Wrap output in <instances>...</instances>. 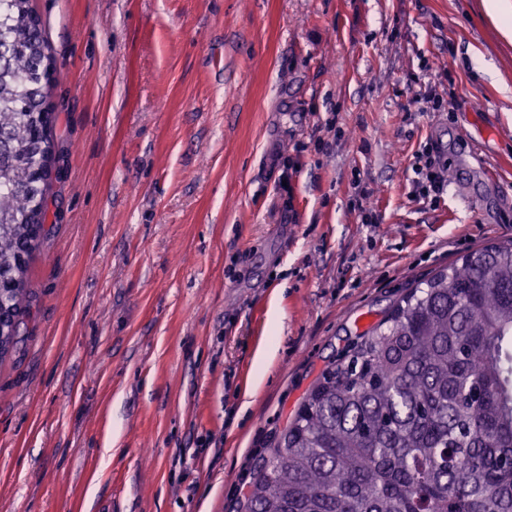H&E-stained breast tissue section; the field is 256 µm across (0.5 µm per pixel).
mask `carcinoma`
<instances>
[{"mask_svg": "<svg viewBox=\"0 0 512 512\" xmlns=\"http://www.w3.org/2000/svg\"><path fill=\"white\" fill-rule=\"evenodd\" d=\"M0 360L26 313L55 120L30 0H0ZM247 512H512V242L411 289L309 391Z\"/></svg>", "mask_w": 512, "mask_h": 512, "instance_id": "cac0c4a2", "label": "carcinoma"}]
</instances>
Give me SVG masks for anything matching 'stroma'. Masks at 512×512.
Listing matches in <instances>:
<instances>
[{
	"label": "stroma",
	"mask_w": 512,
	"mask_h": 512,
	"mask_svg": "<svg viewBox=\"0 0 512 512\" xmlns=\"http://www.w3.org/2000/svg\"><path fill=\"white\" fill-rule=\"evenodd\" d=\"M32 8L56 176L0 362V512H243L321 373L512 240V36L484 0ZM433 152V146L424 145L418 156V163L414 168L417 177L413 183L419 194L430 196L433 193L437 197L439 194H443L445 179L442 171L443 167L440 166Z\"/></svg>",
	"instance_id": "1"
}]
</instances>
